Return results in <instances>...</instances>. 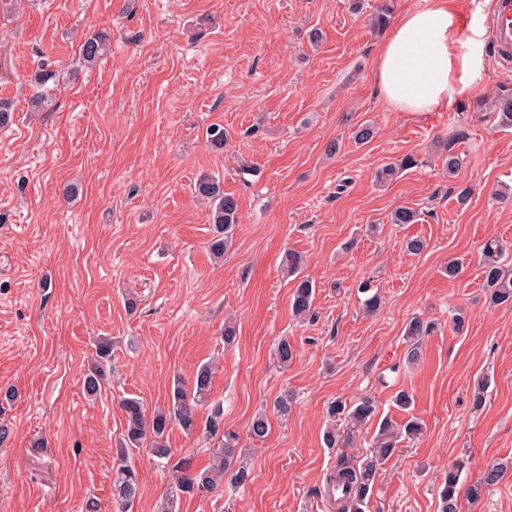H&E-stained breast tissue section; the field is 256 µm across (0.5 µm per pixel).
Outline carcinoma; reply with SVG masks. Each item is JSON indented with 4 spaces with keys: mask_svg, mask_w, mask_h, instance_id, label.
<instances>
[{
    "mask_svg": "<svg viewBox=\"0 0 512 512\" xmlns=\"http://www.w3.org/2000/svg\"><path fill=\"white\" fill-rule=\"evenodd\" d=\"M394 0H382L371 16L372 28L384 29L390 21L394 9ZM109 38L104 33L92 34L80 45L79 60L82 66L93 68L107 54ZM54 71L42 67L33 77L39 87L29 99L32 112H45L52 105L54 87L48 83L55 80ZM492 112L502 127L512 126V94L502 93L491 104ZM416 165L411 155H406L394 164L384 166L377 174L381 182L390 180L400 170ZM196 195L213 203V234L208 248L213 257L220 259L230 248L235 227L238 224L237 199L226 192L220 180L211 175L200 177L195 185ZM508 247L500 240L490 238L483 248L481 269L484 287L490 292V303L499 305L512 301V275L507 273L506 260ZM303 260L298 253L288 251L282 259V267L287 276L293 278L294 287L290 296V308L294 316L301 319L312 317L315 288L312 282L300 276ZM358 291L365 295L363 309L372 313L380 305L378 293L374 292L371 282L360 284ZM432 331V324L420 317H414L406 325V336L414 341L408 358H418V345L422 337ZM112 358V342L102 337L96 347V360L84 374L83 387L89 396H95L106 381L105 364ZM213 367L209 363L197 367L192 378L174 381L171 397L166 407L147 411L144 403L136 397L122 400L125 427L118 440V448L113 463L112 495L123 506L132 505L139 493L138 472L129 460V449H143L151 457L162 461L170 460L172 449L168 446L169 431L178 426L185 434L193 435L197 430L204 431L206 438L215 442L209 465L194 470L186 459L175 465V481L170 485L158 507V512H178V506L184 497H206L223 486L224 476L231 475L236 485L245 484L249 470L237 464L240 449L239 436L233 431L224 430L223 407L211 401ZM376 414V405L368 397L348 406L337 400L329 405L330 426L325 432V442L335 448L348 444ZM343 421L345 428L337 431L336 422ZM270 430L266 414L257 415L251 422L248 435L256 440H264ZM421 424L409 420L399 425L389 418L383 419L377 433L372 439V450L358 462L352 463L340 457L336 469L327 480V487L336 491V500L341 503V512H367L373 496L374 484L378 471L385 461L398 452L402 438L409 439L421 434ZM466 463L460 462L448 468L440 490V512H461V500L475 503L479 501L486 489L499 483L503 476L502 467L492 464L484 470L482 477L469 485L461 479Z\"/></svg>",
    "mask_w": 512,
    "mask_h": 512,
    "instance_id": "carcinoma-1",
    "label": "carcinoma"
}]
</instances>
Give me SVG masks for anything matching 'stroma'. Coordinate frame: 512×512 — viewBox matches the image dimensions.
Listing matches in <instances>:
<instances>
[{"mask_svg": "<svg viewBox=\"0 0 512 512\" xmlns=\"http://www.w3.org/2000/svg\"><path fill=\"white\" fill-rule=\"evenodd\" d=\"M378 0H22L0 11V98L15 100L0 130V512H118L112 496L121 402L164 405L174 376L214 364L212 399L239 436L251 478L219 494L182 498L179 512H333L325 479L339 456H363L366 424L345 449L323 442L327 406L374 397L379 416L418 418L380 469L370 512H439L438 486L455 461L465 483L501 463L504 479L462 512H512V305H492L482 246L512 244V127L489 105L512 78L495 76L482 46L484 89L434 112H395L373 69L386 32ZM322 38L312 41V30ZM105 30L112 51L80 68L84 35ZM57 73L50 111L31 112L28 82ZM375 137L355 144L362 122ZM223 124L213 148L205 130ZM461 165L448 174L447 153ZM412 154L417 167L376 182ZM255 165L252 174L239 164ZM219 177L239 203L230 250L211 258L210 206L199 176ZM79 188L65 196L67 186ZM417 211L394 224L399 207ZM421 237L416 255L406 240ZM300 252L314 318L290 309L281 268ZM460 264L449 277V261ZM382 298L364 314L357 287ZM137 301L128 311L126 296ZM468 325L456 332L451 316ZM434 322L409 360L405 326ZM232 319L237 336L225 344ZM112 339V376L97 396L83 377L98 337ZM288 337L295 355L280 366ZM488 377L481 408L474 382ZM409 392V410L392 402ZM294 396L287 417L272 412ZM269 412L264 441L249 439ZM140 492L129 512H157L172 481L131 451Z\"/></svg>", "mask_w": 512, "mask_h": 512, "instance_id": "1", "label": "stroma"}]
</instances>
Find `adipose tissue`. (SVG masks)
<instances>
[{"instance_id":"1","label":"adipose tissue","mask_w":512,"mask_h":512,"mask_svg":"<svg viewBox=\"0 0 512 512\" xmlns=\"http://www.w3.org/2000/svg\"><path fill=\"white\" fill-rule=\"evenodd\" d=\"M457 15L452 0H431L395 20L374 61V79L396 112H433L463 89L483 81L478 51L456 50Z\"/></svg>"}]
</instances>
